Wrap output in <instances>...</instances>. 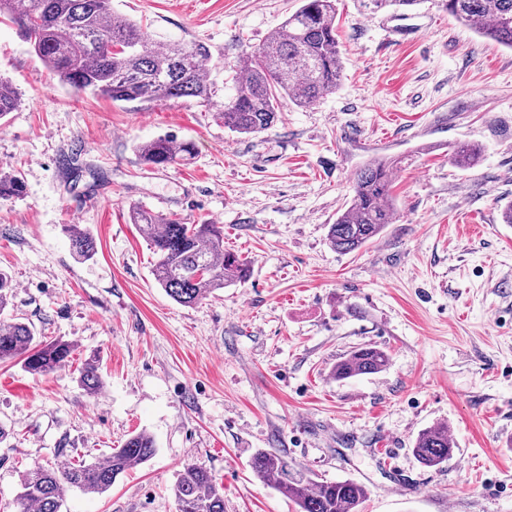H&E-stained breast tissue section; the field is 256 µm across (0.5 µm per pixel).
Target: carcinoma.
<instances>
[{
	"label": "carcinoma",
	"mask_w": 512,
	"mask_h": 512,
	"mask_svg": "<svg viewBox=\"0 0 512 512\" xmlns=\"http://www.w3.org/2000/svg\"><path fill=\"white\" fill-rule=\"evenodd\" d=\"M462 24L484 37L512 48V0H441ZM16 24L37 57L64 84L90 91L114 102L151 104L196 97L208 102L215 83L203 74L202 62L211 56L202 42L185 44L153 40L136 22L112 12L111 0H0V16ZM342 71L336 34L335 0H302L270 40L247 54V63L233 78L234 94L224 103V126L239 134L259 133L277 120L280 95L307 107L336 91ZM19 97L0 79V119L14 111ZM141 160L156 167L194 155L190 141L157 137L137 147ZM481 150L463 143L450 159L460 168L473 165ZM393 165L374 160L358 170L350 205L329 225L327 239L336 251L354 253L365 247L395 220L391 195ZM24 185L13 175L0 179V198L19 197ZM133 223L149 241L156 261L152 275L174 301L194 305L218 289L246 280L247 261L224 250V230L216 224H184L147 208L132 209ZM72 254L88 260L95 241L86 230L69 226ZM72 343L61 339L36 341L32 327L17 319L0 320V362L21 360L35 374H48L66 365ZM390 356L367 344L336 363L338 380L386 370ZM79 384L89 394L102 385L100 359H85ZM156 451L146 432L129 437L103 460L80 461L67 468L36 465L22 476L14 498L15 512H62L68 493L103 495L116 480L148 461ZM455 448L448 427L421 433L412 448L425 467L439 468ZM257 479L293 502L296 512H359L367 497L364 486L352 480L317 481L272 450L257 451L250 462ZM177 512H224V491L208 469L187 462L171 488Z\"/></svg>",
	"instance_id": "obj_1"
}]
</instances>
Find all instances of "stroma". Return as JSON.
I'll return each mask as SVG.
<instances>
[{
	"mask_svg": "<svg viewBox=\"0 0 512 512\" xmlns=\"http://www.w3.org/2000/svg\"><path fill=\"white\" fill-rule=\"evenodd\" d=\"M301 0H112L156 39L205 43L211 102L132 108L53 77L0 19V78L19 105L0 120V269L15 290L1 312L74 346L48 374L0 363V512L24 471L101 459L132 434L156 445L105 494L69 492L63 512H177L181 466L203 464L225 512H295L249 463L275 450L318 480L364 485L360 512H512V49L448 15L440 0L369 11L336 0L343 75L300 107L280 96L268 130L236 134L220 116L232 72ZM192 141L191 159L146 166L139 143ZM482 154L461 169L449 149ZM392 162L395 223L358 252L327 231L356 172ZM224 227L246 282L192 306L154 281L130 208ZM91 232L93 259L66 226ZM390 355L383 372L336 380L356 347ZM98 355L103 384L78 369ZM447 425L440 468L412 452ZM408 489L392 492L394 476ZM69 241L72 254L77 260H89L94 256L95 241L93 236L78 226H69ZM79 384L89 394L96 393L102 385L100 359L93 354L85 359L79 373Z\"/></svg>",
	"mask_w": 512,
	"mask_h": 512,
	"instance_id": "obj_1",
	"label": "stroma"
}]
</instances>
